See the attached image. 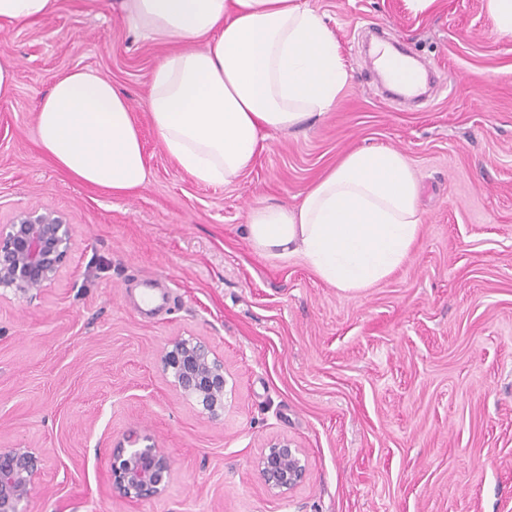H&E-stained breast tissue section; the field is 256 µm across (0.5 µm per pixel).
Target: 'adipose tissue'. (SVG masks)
Segmentation results:
<instances>
[{"instance_id": "ef3b65f1", "label": "adipose tissue", "mask_w": 512, "mask_h": 512, "mask_svg": "<svg viewBox=\"0 0 512 512\" xmlns=\"http://www.w3.org/2000/svg\"><path fill=\"white\" fill-rule=\"evenodd\" d=\"M58 0H0V28L38 22ZM125 22L166 52L144 100L167 155L207 185L233 182L265 132L331 111L348 81L339 44L303 0H118ZM37 141L72 178L120 197L149 170L128 99L96 71L56 79L36 114ZM419 184L393 148L346 154L293 207H252L246 235L260 254L301 256L325 282L369 288L408 258L422 217Z\"/></svg>"}]
</instances>
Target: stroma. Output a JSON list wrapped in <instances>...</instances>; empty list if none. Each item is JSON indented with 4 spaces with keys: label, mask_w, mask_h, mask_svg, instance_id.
Returning <instances> with one entry per match:
<instances>
[{
    "label": "stroma",
    "mask_w": 512,
    "mask_h": 512,
    "mask_svg": "<svg viewBox=\"0 0 512 512\" xmlns=\"http://www.w3.org/2000/svg\"><path fill=\"white\" fill-rule=\"evenodd\" d=\"M335 35L348 82L330 112L263 141L251 168L204 185L166 154L144 107L163 46L96 0L0 29L17 63L0 101V224L48 207L76 226L55 285L0 293V448L40 463L27 512H512V37L485 0H305ZM426 59L438 86L388 100L368 28ZM97 71L131 103L150 175L115 198L40 150L53 81ZM388 146L420 184V235L373 287L342 291L301 258L257 253L251 207L293 206L345 153ZM167 304L145 318L138 288ZM226 369L224 412L181 395L161 368L176 337ZM150 434L171 452L162 496L113 492L112 450ZM302 448L295 491L267 489L266 444Z\"/></svg>",
    "instance_id": "stroma-1"
}]
</instances>
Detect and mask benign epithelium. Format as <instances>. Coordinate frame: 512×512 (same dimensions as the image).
Here are the masks:
<instances>
[{"label": "benign epithelium", "mask_w": 512, "mask_h": 512, "mask_svg": "<svg viewBox=\"0 0 512 512\" xmlns=\"http://www.w3.org/2000/svg\"><path fill=\"white\" fill-rule=\"evenodd\" d=\"M75 245V225L57 210L28 208L0 224V288L27 292L56 283ZM162 370L173 385L216 417L224 409V363L194 338L172 339L161 357ZM172 456L148 436H128L112 450V489L139 501L162 494L169 482ZM266 487L287 494L307 475L303 450L288 439L270 441L257 460ZM38 457L21 449L0 450V512H26L24 501Z\"/></svg>", "instance_id": "1"}]
</instances>
